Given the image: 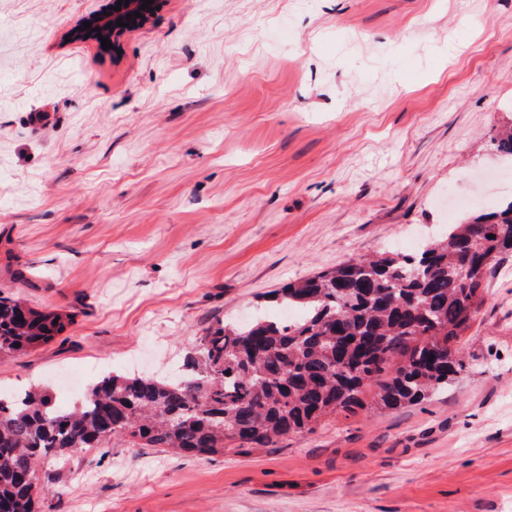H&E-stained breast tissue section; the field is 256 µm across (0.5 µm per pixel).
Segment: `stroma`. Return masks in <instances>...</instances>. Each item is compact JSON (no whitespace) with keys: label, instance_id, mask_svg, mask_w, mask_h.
<instances>
[{"label":"stroma","instance_id":"stroma-1","mask_svg":"<svg viewBox=\"0 0 512 512\" xmlns=\"http://www.w3.org/2000/svg\"><path fill=\"white\" fill-rule=\"evenodd\" d=\"M108 0H0V293L75 312L0 357V389L179 374L267 292L441 234L439 199L511 192L512 0H163L116 48L68 40ZM465 370L256 448L48 460L51 512H512V260Z\"/></svg>","mask_w":512,"mask_h":512}]
</instances>
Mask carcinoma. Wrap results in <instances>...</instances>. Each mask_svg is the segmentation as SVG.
Wrapping results in <instances>:
<instances>
[{
	"instance_id": "obj_1",
	"label": "carcinoma",
	"mask_w": 512,
	"mask_h": 512,
	"mask_svg": "<svg viewBox=\"0 0 512 512\" xmlns=\"http://www.w3.org/2000/svg\"><path fill=\"white\" fill-rule=\"evenodd\" d=\"M509 257L512 198L413 253L360 256L273 291L269 301L299 318L261 310L216 323L178 379L108 373L71 409L36 387L0 392V512H38L54 495L32 481L45 459L110 448L117 436L188 456L246 455L356 413L371 386L385 410L423 402L464 371L460 336ZM73 323L70 312L0 296V355L47 344Z\"/></svg>"
}]
</instances>
